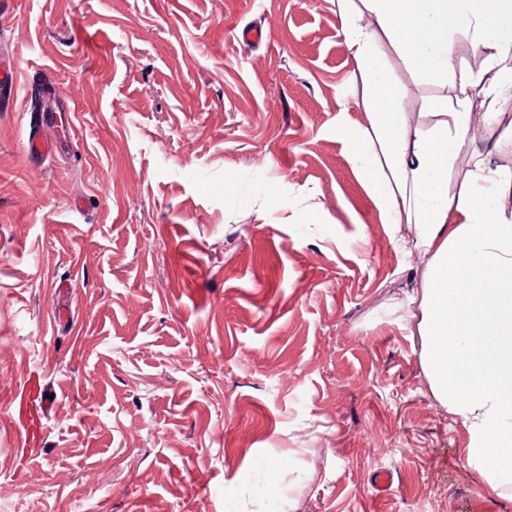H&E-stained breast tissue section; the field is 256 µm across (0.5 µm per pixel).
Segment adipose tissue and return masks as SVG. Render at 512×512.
I'll use <instances>...</instances> for the list:
<instances>
[{"instance_id": "ef3b65f1", "label": "adipose tissue", "mask_w": 512, "mask_h": 512, "mask_svg": "<svg viewBox=\"0 0 512 512\" xmlns=\"http://www.w3.org/2000/svg\"><path fill=\"white\" fill-rule=\"evenodd\" d=\"M348 54L369 100L366 128L336 116V131L386 223L416 228L427 258L420 331L434 390L467 426L470 458L493 488L512 485V168L475 155L456 191L448 173L473 117L512 140V0H338ZM471 33L484 56L456 68L450 29ZM394 53L415 74L452 83V102L409 134Z\"/></svg>"}]
</instances>
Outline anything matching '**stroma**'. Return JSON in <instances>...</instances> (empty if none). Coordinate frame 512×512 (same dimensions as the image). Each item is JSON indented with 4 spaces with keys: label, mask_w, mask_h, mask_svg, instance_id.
<instances>
[{
    "label": "stroma",
    "mask_w": 512,
    "mask_h": 512,
    "mask_svg": "<svg viewBox=\"0 0 512 512\" xmlns=\"http://www.w3.org/2000/svg\"><path fill=\"white\" fill-rule=\"evenodd\" d=\"M336 10L0 0V512H512L432 390L416 229L336 132L368 124ZM388 64L409 132L457 93ZM56 103L71 145L32 156Z\"/></svg>",
    "instance_id": "stroma-1"
}]
</instances>
